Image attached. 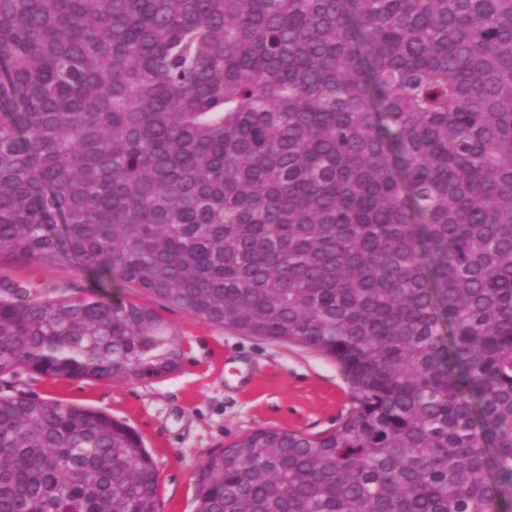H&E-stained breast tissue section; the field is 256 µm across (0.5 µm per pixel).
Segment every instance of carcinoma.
I'll use <instances>...</instances> for the list:
<instances>
[{
  "label": "carcinoma",
  "mask_w": 512,
  "mask_h": 512,
  "mask_svg": "<svg viewBox=\"0 0 512 512\" xmlns=\"http://www.w3.org/2000/svg\"><path fill=\"white\" fill-rule=\"evenodd\" d=\"M0 257L335 362L200 512H512V0H0ZM0 277V377L156 379L132 299ZM141 437L0 395V512H156Z\"/></svg>",
  "instance_id": "obj_1"
}]
</instances>
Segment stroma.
Returning a JSON list of instances; mask_svg holds the SVG:
<instances>
[{
	"instance_id": "obj_1",
	"label": "stroma",
	"mask_w": 512,
	"mask_h": 512,
	"mask_svg": "<svg viewBox=\"0 0 512 512\" xmlns=\"http://www.w3.org/2000/svg\"><path fill=\"white\" fill-rule=\"evenodd\" d=\"M34 291L79 282L82 298L99 286L70 266L0 267ZM164 317L182 335L185 357L154 380L51 379L25 370L0 380V393L59 399L104 412L135 429L159 472L157 512H199L200 468L238 437L280 428L318 436L352 406L339 368L300 346L219 329L177 309Z\"/></svg>"
}]
</instances>
